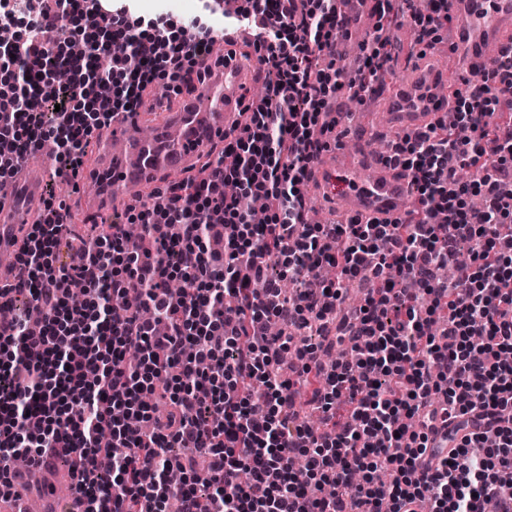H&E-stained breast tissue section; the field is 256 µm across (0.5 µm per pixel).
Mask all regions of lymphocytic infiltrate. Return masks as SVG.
I'll use <instances>...</instances> for the list:
<instances>
[{
    "mask_svg": "<svg viewBox=\"0 0 512 512\" xmlns=\"http://www.w3.org/2000/svg\"><path fill=\"white\" fill-rule=\"evenodd\" d=\"M374 0L359 62H338L336 0H242L229 22L252 42L264 92L224 135L219 160L154 203L101 224L60 264L65 202L54 189L26 234L0 308V500L20 497L12 457H69L67 512H483L512 484V46L493 72L449 92L441 123L393 144L417 207L390 224H313L308 184L337 143L335 102L383 88L391 33L440 42L449 0ZM26 39L0 43V178L54 142V175L74 184L86 148L148 90L192 93L210 73L209 31L128 21L112 0H0ZM127 46L112 52L114 42ZM63 70L66 82L50 70ZM268 203L253 223L246 202ZM475 243L470 261L461 243ZM361 304L336 313L345 283ZM79 282L81 301L70 296ZM280 335L266 331L268 322ZM348 351L332 369L323 358ZM310 385L319 426L297 422ZM348 417L337 422V406ZM459 428L431 475L416 462L436 412ZM182 456H173V449ZM111 457L112 472L99 462ZM183 473L168 481L170 468Z\"/></svg>",
    "mask_w": 512,
    "mask_h": 512,
    "instance_id": "1",
    "label": "lymphocytic infiltrate"
}]
</instances>
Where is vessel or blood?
<instances>
[{
	"mask_svg": "<svg viewBox=\"0 0 512 512\" xmlns=\"http://www.w3.org/2000/svg\"><path fill=\"white\" fill-rule=\"evenodd\" d=\"M450 7L454 38L449 53L465 71H490L497 64V48L512 44V0H450ZM259 70L254 58L238 66L229 63L213 69L163 151L140 142L137 119L114 122L101 144L103 176L97 184L81 186L80 198L95 209L107 193L136 198L161 172L183 169L240 121L245 105L243 88ZM448 108L447 99L432 91L416 102L404 94L398 97L391 117L397 128L418 130ZM313 177L332 196L335 208L382 224L403 217L415 194L414 184L402 169L383 160L374 165L368 179L358 180L353 165L339 151L323 154ZM12 179L0 192V253L15 255L24 245L25 226L34 223L40 211V174L38 169L23 168L16 170Z\"/></svg>",
	"mask_w": 512,
	"mask_h": 512,
	"instance_id": "vessel-or-blood-1",
	"label": "vessel or blood"
}]
</instances>
